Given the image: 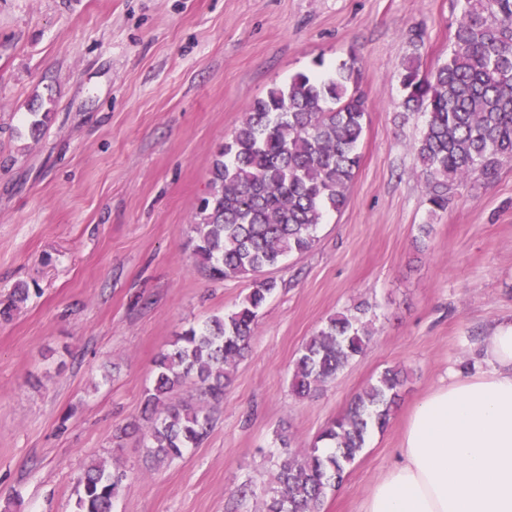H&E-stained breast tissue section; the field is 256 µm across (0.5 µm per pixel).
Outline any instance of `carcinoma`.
<instances>
[{
	"label": "carcinoma",
	"instance_id": "obj_1",
	"mask_svg": "<svg viewBox=\"0 0 512 512\" xmlns=\"http://www.w3.org/2000/svg\"><path fill=\"white\" fill-rule=\"evenodd\" d=\"M448 60L423 73L404 63V107L426 116L414 146L432 211L448 208L454 187L477 175L497 177L512 160V0H463L450 34ZM367 101L355 59L328 74L297 73L255 99L211 168V191L193 225V255L214 280L252 279L238 308L179 336L155 363L147 391L143 442L157 462L198 446L212 420L202 406L172 401L185 385L207 401L224 398L230 369L250 345L259 313L278 288L265 276L290 254L309 252L329 212L341 210L359 168ZM19 282L0 301L8 317L27 302ZM368 309L329 316L294 361L291 388L299 398L336 379L362 355L373 335ZM406 381L388 368L301 457L278 459L264 512H316L340 485L372 429L383 428ZM127 475L90 464L79 481L78 512H112Z\"/></svg>",
	"mask_w": 512,
	"mask_h": 512
}]
</instances>
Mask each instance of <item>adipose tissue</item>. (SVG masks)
<instances>
[{"mask_svg": "<svg viewBox=\"0 0 512 512\" xmlns=\"http://www.w3.org/2000/svg\"><path fill=\"white\" fill-rule=\"evenodd\" d=\"M476 346L482 368L447 373L415 406L361 512H512V319Z\"/></svg>", "mask_w": 512, "mask_h": 512, "instance_id": "obj_1", "label": "adipose tissue"}]
</instances>
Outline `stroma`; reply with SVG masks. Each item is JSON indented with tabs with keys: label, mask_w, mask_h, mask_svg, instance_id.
Instances as JSON below:
<instances>
[{
	"label": "stroma",
	"mask_w": 512,
	"mask_h": 512,
	"mask_svg": "<svg viewBox=\"0 0 512 512\" xmlns=\"http://www.w3.org/2000/svg\"><path fill=\"white\" fill-rule=\"evenodd\" d=\"M460 0H0V512H77L90 462L126 472L114 512H261L283 453L303 455L388 368L407 374L320 512H360L398 459L411 408L473 339L512 318V161L431 212L403 107L402 65L448 58ZM420 42H413L414 31ZM356 59L367 97L360 167L314 248L271 269L278 288L231 370L213 426L154 463L139 434L154 361L235 308L247 281H213L189 239L209 169L248 106L316 59ZM48 113L40 136L29 108ZM432 225L422 236L421 225ZM368 306L361 356L306 398L293 361L330 315ZM287 433L289 447L279 435ZM249 495H241L242 487ZM30 288L26 282H19L10 291L6 299L0 301V316L9 317L11 313L27 302Z\"/></svg>",
	"instance_id": "stroma-1"
}]
</instances>
